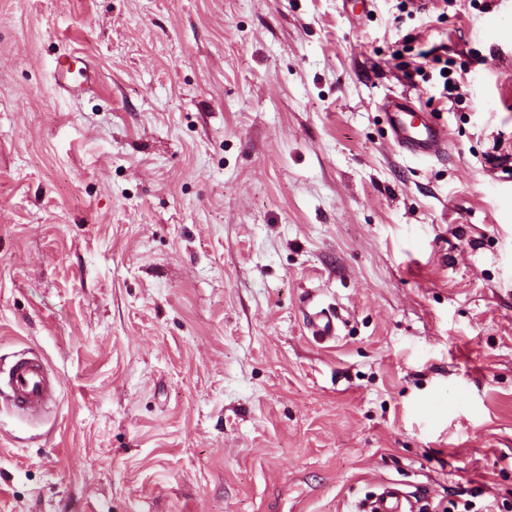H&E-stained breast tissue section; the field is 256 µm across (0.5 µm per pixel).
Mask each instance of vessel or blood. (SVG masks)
<instances>
[{
  "instance_id": "1",
  "label": "vessel or blood",
  "mask_w": 512,
  "mask_h": 512,
  "mask_svg": "<svg viewBox=\"0 0 512 512\" xmlns=\"http://www.w3.org/2000/svg\"><path fill=\"white\" fill-rule=\"evenodd\" d=\"M54 78L65 90L81 93L92 88L94 72L82 58L65 53L56 61ZM391 138L402 154L417 158H439L448 150L446 130L439 123L427 120L407 97L386 99L381 105ZM59 382L39 357L19 358L7 371L5 386L10 405L30 415L41 414L54 401ZM356 512H414L409 495L396 483L381 484L371 501H358Z\"/></svg>"
}]
</instances>
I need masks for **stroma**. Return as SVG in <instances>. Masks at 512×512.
<instances>
[{
    "instance_id": "35a3bbf8",
    "label": "stroma",
    "mask_w": 512,
    "mask_h": 512,
    "mask_svg": "<svg viewBox=\"0 0 512 512\" xmlns=\"http://www.w3.org/2000/svg\"><path fill=\"white\" fill-rule=\"evenodd\" d=\"M399 3L0 0V512H512V0ZM54 78L60 88L75 93L91 89L96 81L95 73L74 52L63 53L57 58ZM385 112L391 138L401 154L417 158H439L448 150L446 130L429 121L408 97L386 99L381 105ZM7 402L30 415L41 414L54 401L59 382L37 356L19 358L6 372ZM358 512H414L410 496L393 482L381 484L370 503L360 500L355 504Z\"/></svg>"
}]
</instances>
